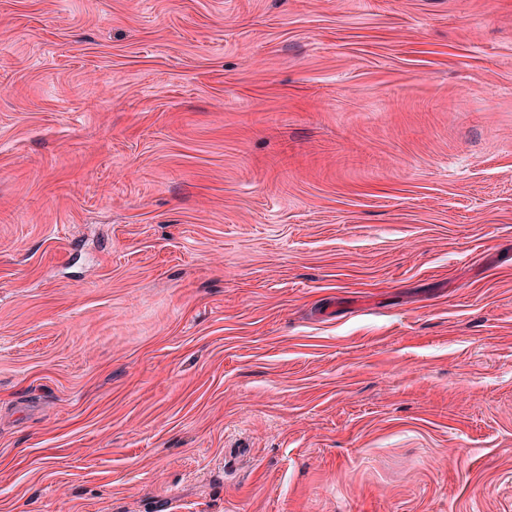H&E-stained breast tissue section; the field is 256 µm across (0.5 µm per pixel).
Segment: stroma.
Here are the masks:
<instances>
[{
    "instance_id": "stroma-1",
    "label": "stroma",
    "mask_w": 512,
    "mask_h": 512,
    "mask_svg": "<svg viewBox=\"0 0 512 512\" xmlns=\"http://www.w3.org/2000/svg\"><path fill=\"white\" fill-rule=\"evenodd\" d=\"M0 512H512V0H0Z\"/></svg>"
}]
</instances>
